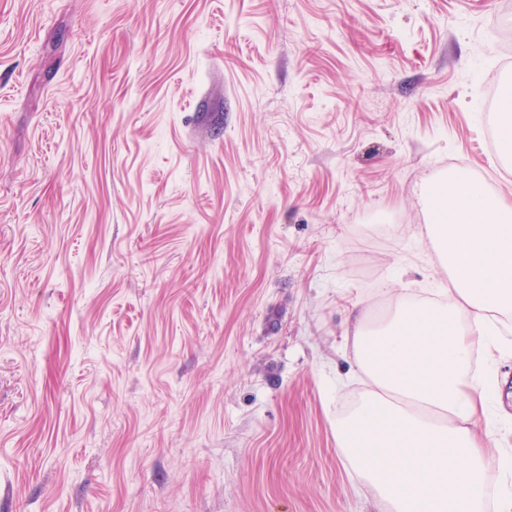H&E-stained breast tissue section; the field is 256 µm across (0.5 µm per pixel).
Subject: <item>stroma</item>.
Here are the masks:
<instances>
[{
  "mask_svg": "<svg viewBox=\"0 0 512 512\" xmlns=\"http://www.w3.org/2000/svg\"><path fill=\"white\" fill-rule=\"evenodd\" d=\"M512 0H0V512H372L351 314L448 277Z\"/></svg>",
  "mask_w": 512,
  "mask_h": 512,
  "instance_id": "stroma-1",
  "label": "stroma"
}]
</instances>
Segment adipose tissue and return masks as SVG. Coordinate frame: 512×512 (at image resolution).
Wrapping results in <instances>:
<instances>
[{
	"label": "adipose tissue",
	"mask_w": 512,
	"mask_h": 512,
	"mask_svg": "<svg viewBox=\"0 0 512 512\" xmlns=\"http://www.w3.org/2000/svg\"><path fill=\"white\" fill-rule=\"evenodd\" d=\"M421 199L450 285L420 301L400 294L378 319L354 317L350 359L365 388L336 416V448L379 512H512V454L487 426L488 391L512 385L472 367L474 347L490 358L506 349L498 325L512 318V205L464 174Z\"/></svg>",
	"instance_id": "adipose-tissue-1"
}]
</instances>
